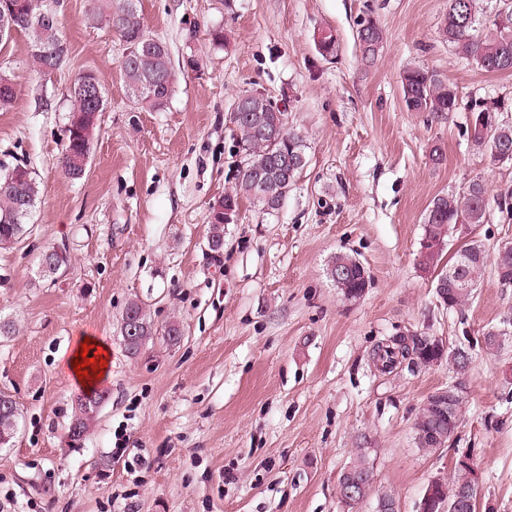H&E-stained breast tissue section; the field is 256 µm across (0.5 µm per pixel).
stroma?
<instances>
[{
	"instance_id": "35a3bbf8",
	"label": "stroma",
	"mask_w": 512,
	"mask_h": 512,
	"mask_svg": "<svg viewBox=\"0 0 512 512\" xmlns=\"http://www.w3.org/2000/svg\"><path fill=\"white\" fill-rule=\"evenodd\" d=\"M92 7L59 0L62 72H35L27 37L0 48L16 84L0 108V164H25L43 188L31 236L0 252V318L15 326L0 336V390L20 409L0 447V512H375V497L350 504L337 490L363 438L374 485L400 512H419L430 480L464 454L479 512H512V286L486 275L449 311L418 259L436 195L479 176L497 196L512 189V166L473 145L468 112H409L401 94L412 66L438 72L466 102L512 98V74H486L439 39L448 0H140L176 72L166 106L144 110L123 79L122 41ZM366 18L383 36L370 65L357 40ZM219 26L217 49L208 31ZM324 28L338 38L329 59L314 43ZM85 70L106 103L86 174L72 181L59 164L66 88ZM249 93L286 113L307 165L278 211L243 201L216 254L211 207L242 161L230 113ZM470 239L491 252L512 242V213L491 207L486 223L453 229L445 250ZM48 246L70 262L44 278ZM340 252L370 274L359 300H344L327 275ZM133 300L155 328L179 321L180 343L157 335L129 354L120 327ZM490 328L508 331L492 354L480 345ZM86 335L110 350L108 398L72 441L80 389L61 364ZM411 335L473 352L466 416L434 453L417 447L414 422L452 372L382 373L371 360L378 342Z\"/></svg>"
}]
</instances>
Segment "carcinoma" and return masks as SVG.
I'll return each instance as SVG.
<instances>
[{
	"label": "carcinoma",
	"instance_id": "1",
	"mask_svg": "<svg viewBox=\"0 0 512 512\" xmlns=\"http://www.w3.org/2000/svg\"><path fill=\"white\" fill-rule=\"evenodd\" d=\"M94 15L111 24L118 19L120 27L116 34L130 47L138 48L135 57L120 64L126 86L137 104L143 108L160 109L166 105L173 87L175 73L168 46H154L141 49L145 42L156 37L144 27L138 0H93ZM12 12L13 23L18 33L28 37L30 59L33 68L43 69L44 57H54L56 71L68 63L69 49L59 30L50 31L29 18L28 0H0V17ZM440 37L454 46L475 67L488 74L512 73V16L501 20L485 6L483 0H448V11L440 27ZM363 58L372 61L382 41V32L377 24L367 19L360 24L357 33ZM318 53L326 58L336 55V35L332 30H323L314 37ZM84 74L76 75L67 88L70 102L66 142L62 150L61 167L64 175L79 180L85 171L71 165V157L93 152L97 126L80 123L86 131L78 135L72 129L76 117H85L88 104L80 90ZM402 100L409 112H430L436 115L456 112L462 98L456 85L449 83L437 73L421 67L405 70L401 77ZM488 98H481L467 106L471 112L469 137L479 149L485 151L494 165L512 163V157L502 160L496 147L512 151V126L498 123L489 133L478 127V116L488 111ZM231 120L239 132V144L244 154L243 167L238 182L231 191L224 193L211 207V232L208 246L213 252L224 248V224L226 213H237L242 199L260 203L264 210H278L288 191L300 177L306 159V144L303 137L288 127L287 116L272 104L253 99L246 112H231ZM15 168L0 167V249H9L30 233L26 218L37 204L41 187L32 173L23 181H15ZM489 215V191L484 180L477 177L470 181L466 192L457 195L443 193L435 196L426 211L424 233L420 245V262L425 267H441L438 276L448 280V301L440 306L449 311L465 305L475 288L484 278L487 269H492L498 282L506 287L512 285V258L499 260V252L489 254L484 245L472 239L464 243L454 254L443 261V249L450 226L456 224H483ZM52 262L43 267L47 274H55L67 266L69 257L63 251L49 247ZM361 262L354 256L338 253L329 263L328 275L346 274V281L336 289L346 300H354L369 287L370 278L363 276ZM122 336L131 337L126 343L129 354H137L143 344L153 335L147 321L145 308L137 300L131 301L121 322ZM426 336H394L378 343L372 351L375 368L386 373L398 364L409 360L421 364V357L427 351ZM444 362L455 375L456 381L448 386L452 392L454 414L441 416L433 409L425 410L423 425L434 435L435 449L447 448L453 443L466 412L464 378L473 362L472 348L463 345L447 347ZM96 403L77 406L78 412L72 419L68 433L77 428H86ZM19 415L17 403L12 397L0 392V445L6 446L14 436ZM373 449L366 443H359L353 461L347 466L364 486V495L372 491ZM478 487V479L471 467L455 463L450 481L439 487L431 503L423 512H452L443 509L446 503H454V491Z\"/></svg>",
	"mask_w": 512,
	"mask_h": 512
}]
</instances>
